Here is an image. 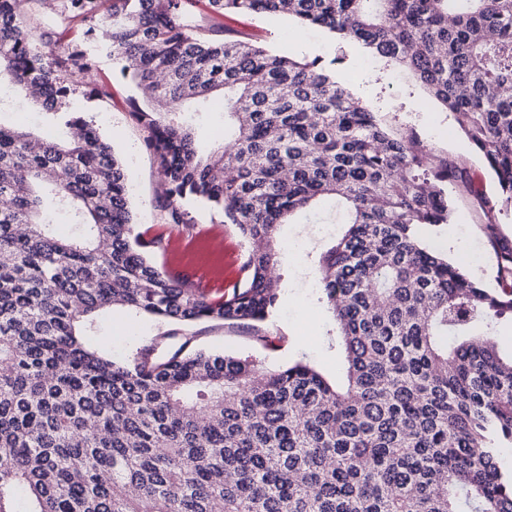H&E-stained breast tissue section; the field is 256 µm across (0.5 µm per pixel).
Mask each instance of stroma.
I'll return each instance as SVG.
<instances>
[{"label":"stroma","instance_id":"stroma-1","mask_svg":"<svg viewBox=\"0 0 512 512\" xmlns=\"http://www.w3.org/2000/svg\"><path fill=\"white\" fill-rule=\"evenodd\" d=\"M222 22L225 28L245 33L283 54L325 63L338 59V71L382 122L402 132H416L438 153L463 168L465 181L448 186L453 223L423 227L421 236L470 277L485 287H496L498 253L485 226L496 222L500 236L512 240V212L490 214L479 203V196L494 195L492 175L460 134L452 113L429 98L398 67L370 56L360 45L338 42L329 33L312 28L304 30L302 37H295V22L284 16L228 13ZM86 49L91 58L88 83L107 85L110 95L89 101L78 94L73 105L87 113L122 161L139 231L150 237L164 234L163 249L154 253L156 263L165 269L192 270L214 293L241 283L239 268L247 259V247L234 225L221 223L218 217L202 210L192 235L165 229L156 206L159 170L144 144L147 132L131 114V89L116 76L111 57L100 51L96 42H88ZM376 71L382 74L377 81L371 78ZM343 231L338 210L330 200L315 213L298 215L293 223L282 225L275 267L282 291L272 317L254 327L221 321L189 326L196 346L250 357L268 371L307 358L328 380L338 381L341 365L329 339L334 321L318 290L314 262ZM166 330V324L148 315L116 307L99 315L86 341L91 348L122 361L137 348L155 342ZM264 335L281 337L280 347L265 348L260 341Z\"/></svg>","mask_w":512,"mask_h":512}]
</instances>
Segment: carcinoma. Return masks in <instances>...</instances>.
<instances>
[{"label":"carcinoma","instance_id":"1","mask_svg":"<svg viewBox=\"0 0 512 512\" xmlns=\"http://www.w3.org/2000/svg\"><path fill=\"white\" fill-rule=\"evenodd\" d=\"M0 0V88L77 137L0 124V512H512V353L471 330L512 319V242L499 288L471 280L418 234L451 223L458 169L384 127L336 71L276 53L196 0ZM211 14H285L409 72L456 117L493 173V212L512 211V0H208ZM101 38L134 91L159 167L166 224L190 206L249 245L245 282L218 299L161 269L137 231L123 165L71 107L90 68L69 36ZM163 100L167 111L156 109ZM224 105L209 148L178 109ZM331 197L346 230L316 274L344 379L296 362L270 372L192 347L138 348L116 362L85 342L114 306L166 324L265 322L280 225ZM69 209L79 234L49 214ZM454 337L448 345V337Z\"/></svg>","mask_w":512,"mask_h":512}]
</instances>
